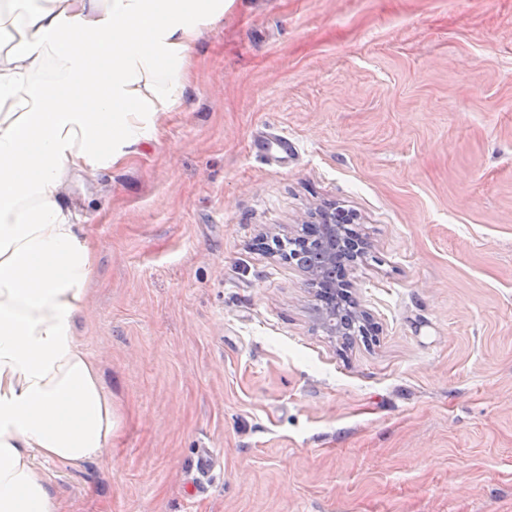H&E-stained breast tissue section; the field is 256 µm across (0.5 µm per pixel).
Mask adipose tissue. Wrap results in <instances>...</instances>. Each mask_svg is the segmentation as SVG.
<instances>
[{"instance_id": "obj_1", "label": "adipose tissue", "mask_w": 512, "mask_h": 512, "mask_svg": "<svg viewBox=\"0 0 512 512\" xmlns=\"http://www.w3.org/2000/svg\"><path fill=\"white\" fill-rule=\"evenodd\" d=\"M224 0H0V512H56L35 466L112 441V395L82 349L94 249L70 184L150 141Z\"/></svg>"}]
</instances>
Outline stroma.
I'll list each match as a JSON object with an SVG mask.
<instances>
[{"label": "stroma", "mask_w": 512, "mask_h": 512, "mask_svg": "<svg viewBox=\"0 0 512 512\" xmlns=\"http://www.w3.org/2000/svg\"><path fill=\"white\" fill-rule=\"evenodd\" d=\"M194 54L155 139L72 191L117 426L36 458L57 512H512V0H232ZM327 205L367 236L369 344L276 247ZM255 153L279 166L288 165L298 155L297 143L287 131H257L252 138Z\"/></svg>", "instance_id": "1"}]
</instances>
